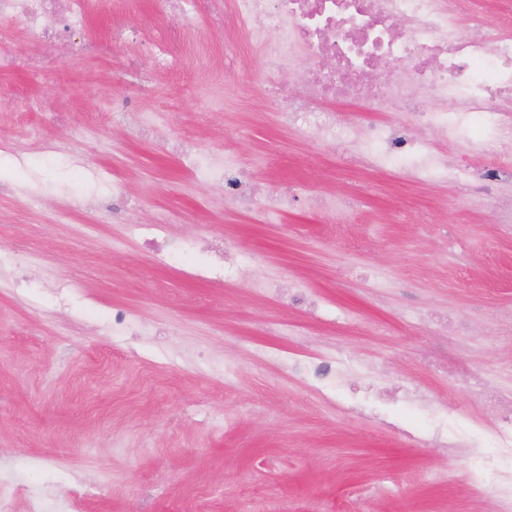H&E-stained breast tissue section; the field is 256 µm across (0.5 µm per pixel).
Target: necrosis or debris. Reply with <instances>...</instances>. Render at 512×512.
I'll use <instances>...</instances> for the list:
<instances>
[{"label":"necrosis or debris","instance_id":"1","mask_svg":"<svg viewBox=\"0 0 512 512\" xmlns=\"http://www.w3.org/2000/svg\"><path fill=\"white\" fill-rule=\"evenodd\" d=\"M63 3L70 33L79 34L87 0H0V17L21 18L32 42L48 44L59 36L53 20ZM230 15L246 24L252 43L266 47L274 70L294 69L297 47L306 49L310 64L301 92L283 112L287 126L315 146L347 154L362 171L396 170L412 181L464 184L472 202L492 209L498 223L512 224V107L506 104L512 98V35L480 29L461 38L452 0H233ZM343 93L384 113V120L340 123L312 105ZM426 129L463 157H486L492 148L497 154L465 182L458 162L431 148L422 135ZM173 150L223 188L227 205L249 208L264 200L275 212L288 205L287 191L246 179L233 154L216 156L184 140ZM142 234L159 266L183 263L205 280L218 270L228 279L241 268L242 256L229 239L211 241L210 259L199 262L168 241L163 225H144ZM286 365L319 389L344 375L332 355H294ZM494 432L489 451L466 431L445 438L438 425L429 439L481 458V493L496 502L497 512H512V415Z\"/></svg>","mask_w":512,"mask_h":512}]
</instances>
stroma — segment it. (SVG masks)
Wrapping results in <instances>:
<instances>
[{
	"instance_id": "1",
	"label": "stroma",
	"mask_w": 512,
	"mask_h": 512,
	"mask_svg": "<svg viewBox=\"0 0 512 512\" xmlns=\"http://www.w3.org/2000/svg\"><path fill=\"white\" fill-rule=\"evenodd\" d=\"M239 46L225 55L226 39ZM82 53L33 47L17 18L0 20V135L28 158L0 154V181L35 184L39 202L0 195V244L24 258L0 273V471L22 490L15 512L42 498L56 512L74 491L85 512H497L472 482L461 448L408 443L386 422L418 432L455 407L454 426L491 443L496 416L428 360L437 344L420 321L468 320L448 349L512 392V232L491 209L473 210L449 186L398 172L356 174L334 150L317 152L282 126L269 86L296 90L299 71L272 73L243 26L199 15L183 31L155 0H139L121 42L111 21L88 17ZM172 61L156 69L155 45ZM126 104L121 121L106 118ZM164 136L233 150L256 181L297 197L266 223L260 209L228 208L179 155L137 136L138 113ZM126 180L135 202L111 223ZM350 194L363 217L337 224L310 197ZM162 224L183 241L229 234L243 256L217 288L159 269L134 233ZM304 279L318 308L306 314L257 294L255 278ZM68 284L60 308L50 287ZM115 303L153 323L151 336H115L99 317ZM272 323L291 328L268 335ZM336 355L346 374L325 401L254 347ZM404 385L415 399L383 408L384 423L349 413L361 379ZM437 470L442 484L410 481ZM128 197L123 185L118 181L112 183V205L107 207V211L112 217V223L121 224L126 220L128 208Z\"/></svg>"
}]
</instances>
